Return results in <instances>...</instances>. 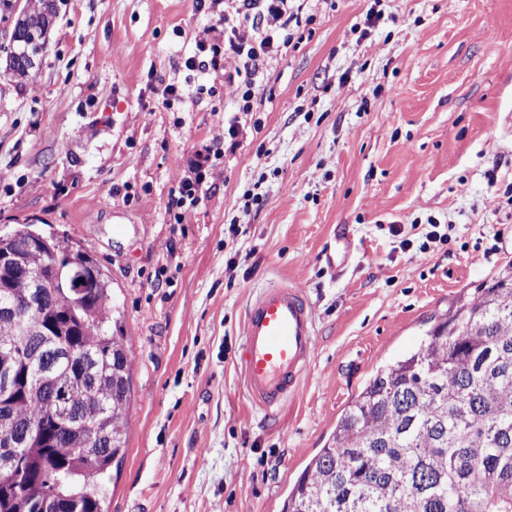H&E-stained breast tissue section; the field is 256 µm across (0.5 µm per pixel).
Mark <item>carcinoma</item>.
<instances>
[{"mask_svg": "<svg viewBox=\"0 0 512 512\" xmlns=\"http://www.w3.org/2000/svg\"><path fill=\"white\" fill-rule=\"evenodd\" d=\"M26 55L40 61L54 0L28 16L0 0ZM23 267L0 280V300H25L34 278L57 275L50 301L18 320L0 312V359L16 369L0 392V450L17 481L0 479V512H107L98 478L125 454L132 358L114 325L97 260L25 224L0 238ZM87 278L94 286L82 290ZM282 512H512V265L437 321L419 347L379 366L331 439L288 491Z\"/></svg>", "mask_w": 512, "mask_h": 512, "instance_id": "obj_1", "label": "carcinoma"}]
</instances>
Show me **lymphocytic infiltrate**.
<instances>
[{"mask_svg": "<svg viewBox=\"0 0 512 512\" xmlns=\"http://www.w3.org/2000/svg\"><path fill=\"white\" fill-rule=\"evenodd\" d=\"M194 9L209 15L210 23L196 40L193 54L184 57V68L223 75L225 85L240 94L243 111H252L260 69L291 41L290 26L295 19L291 0H194ZM239 125L238 116L229 117L223 136L190 160L173 193L176 222H183L186 212L207 197L209 162L222 154L226 140L236 139Z\"/></svg>", "mask_w": 512, "mask_h": 512, "instance_id": "1", "label": "lymphocytic infiltrate"}]
</instances>
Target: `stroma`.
I'll return each mask as SVG.
<instances>
[{
    "instance_id": "stroma-1",
    "label": "stroma",
    "mask_w": 512,
    "mask_h": 512,
    "mask_svg": "<svg viewBox=\"0 0 512 512\" xmlns=\"http://www.w3.org/2000/svg\"><path fill=\"white\" fill-rule=\"evenodd\" d=\"M295 5L180 224L181 174L238 109L223 78L180 66L207 22L193 0H56L25 81L0 18V234L28 224L90 252L133 359L109 512H281L373 372L512 264V0ZM172 81L191 98L166 105ZM432 220L448 240L423 254ZM343 232L339 272L325 255ZM284 280L306 291L316 349L300 392L263 410L243 323Z\"/></svg>"
}]
</instances>
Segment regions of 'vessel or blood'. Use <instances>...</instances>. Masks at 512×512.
Segmentation results:
<instances>
[{
	"label": "vessel or blood",
	"mask_w": 512,
	"mask_h": 512,
	"mask_svg": "<svg viewBox=\"0 0 512 512\" xmlns=\"http://www.w3.org/2000/svg\"><path fill=\"white\" fill-rule=\"evenodd\" d=\"M315 347L313 313L303 288L262 289L246 312L240 355L251 401L268 410L298 393Z\"/></svg>",
	"instance_id": "b4317fda"
}]
</instances>
